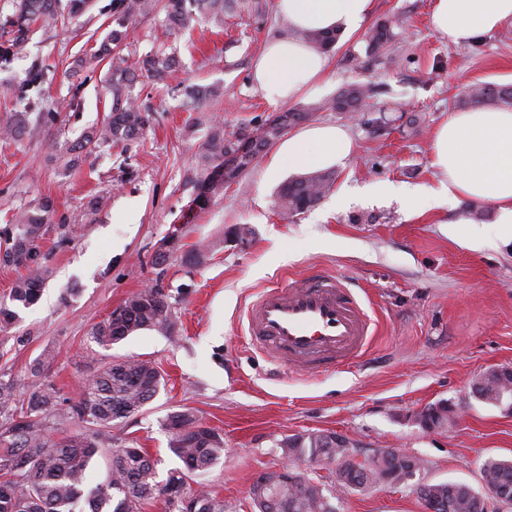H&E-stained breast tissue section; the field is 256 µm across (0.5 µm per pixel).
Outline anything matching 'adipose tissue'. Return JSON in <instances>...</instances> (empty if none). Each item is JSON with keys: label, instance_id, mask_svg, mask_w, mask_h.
I'll use <instances>...</instances> for the list:
<instances>
[{"label": "adipose tissue", "instance_id": "1", "mask_svg": "<svg viewBox=\"0 0 512 512\" xmlns=\"http://www.w3.org/2000/svg\"><path fill=\"white\" fill-rule=\"evenodd\" d=\"M287 18V33L268 39L254 59L251 82L269 102H293L319 90L330 55L309 43L311 31L351 34L372 13V0H275ZM435 31L449 43L471 44L512 28V0H435ZM353 153L347 131L320 124L289 136L277 148L268 172L301 167L324 169L345 162ZM431 164L445 177L441 192L424 194L427 207L465 198L495 201L498 237L512 243V107L489 106L449 113L433 139Z\"/></svg>", "mask_w": 512, "mask_h": 512}]
</instances>
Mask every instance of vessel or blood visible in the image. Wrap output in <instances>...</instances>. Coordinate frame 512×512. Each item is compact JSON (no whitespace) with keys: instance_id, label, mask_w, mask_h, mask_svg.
I'll list each match as a JSON object with an SVG mask.
<instances>
[{"instance_id":"1","label":"vessel or blood","mask_w":512,"mask_h":512,"mask_svg":"<svg viewBox=\"0 0 512 512\" xmlns=\"http://www.w3.org/2000/svg\"><path fill=\"white\" fill-rule=\"evenodd\" d=\"M251 345L280 367L309 372L359 357L374 324L345 280L318 271L262 290L246 311Z\"/></svg>"}]
</instances>
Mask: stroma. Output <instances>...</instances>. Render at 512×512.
<instances>
[{
    "label": "stroma",
    "mask_w": 512,
    "mask_h": 512,
    "mask_svg": "<svg viewBox=\"0 0 512 512\" xmlns=\"http://www.w3.org/2000/svg\"><path fill=\"white\" fill-rule=\"evenodd\" d=\"M115 0H92L89 11L64 26L34 29L25 51L0 69V122L12 88L34 69L46 81L39 103L57 122L20 139L0 136V230L22 209L51 199L53 212L40 243L52 270L40 299L20 310L16 327L0 333V374L17 380L18 396L52 385L60 399L75 400L78 387L102 366L127 359L154 362L166 386L142 410L117 421L112 444L100 449L87 471L90 485L106 483L112 451L145 449L157 460L158 477L180 468L164 427L174 411L191 410L224 437V458L194 475L193 487L224 500V512H254L249 487L257 474L287 464L280 443L298 433L345 436L359 458L399 449L423 459L421 483L461 482L482 491L481 466L512 459V411L470 393L483 372L512 368V244L497 238L494 202L452 200L441 208L415 209L413 190H437L441 174L431 165L437 126L457 110V94L473 82L512 83V30L486 36L480 47H453L432 26L433 0H374L372 19L398 17L403 38L389 53L364 66L363 32L343 36L317 99L332 97L354 81L385 82L387 109L405 104L417 121L399 117L378 130L339 112H319L317 124L346 128L354 153L336 168L333 189L313 208L281 214L269 177L272 153L212 196L194 201L189 178L211 127L253 126L277 112L249 80L264 41L279 34L282 19L236 16L218 26L207 20L173 35L164 15L133 21L127 52L143 56L159 46L174 50L177 77L142 76L129 88L148 108L143 136L96 149L71 165L68 146L102 122L111 107L106 66L68 73L107 32ZM220 87V97L190 106L185 84ZM103 197L98 211L91 198ZM77 227L62 241L60 221ZM237 224L251 227L246 245L227 242ZM485 245L469 249L473 228ZM181 250L165 264L153 255L169 233ZM205 250L202 264L183 259ZM322 270L344 278L359 293L376 327L367 351L348 366L320 373L280 369L249 345L244 310L278 282ZM171 295L178 329L139 331L108 347L89 330L145 286ZM74 289L65 297L66 289ZM53 360L41 377L30 373L43 351ZM453 404L448 424L428 429L416 416L438 402ZM303 470L325 485L337 512H422L412 486H379L366 492L341 488L326 462Z\"/></svg>",
    "instance_id": "1"
}]
</instances>
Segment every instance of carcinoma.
I'll list each match as a JSON object with an SVG mask.
<instances>
[{
	"label": "carcinoma",
	"mask_w": 512,
	"mask_h": 512,
	"mask_svg": "<svg viewBox=\"0 0 512 512\" xmlns=\"http://www.w3.org/2000/svg\"><path fill=\"white\" fill-rule=\"evenodd\" d=\"M90 0H16L13 13L0 22V64L9 63L21 54L38 24L51 29L74 19L90 9ZM165 13L171 30H183L200 13L216 23L224 17L261 18L270 8L269 0H117L109 24L110 30L90 57L72 61V71L80 73L89 64L108 65L107 83L112 106L107 119L87 129L72 146L74 160L105 145L132 141L142 135L148 123L146 110L132 104L126 94L129 84L144 72L163 80L178 72L172 54H149L134 61L121 54L129 24L156 9ZM402 25L393 17L376 21L364 35L365 57L379 59L400 40ZM306 39L317 48L329 52L337 44L339 34L310 32ZM45 73L37 70L27 83L13 92L11 114L0 133L19 138L36 124H51L57 116L52 112L30 117L41 97ZM384 85L372 81L353 82L336 95L307 105L282 111L274 121L252 127H241L235 138L224 128H214L202 144L193 183L201 191L214 182L238 180L249 170L258 156L285 135L284 127L310 120L321 111L358 113L367 125H377L385 117L381 108ZM457 103L463 108L491 104H512V85L484 82L473 84L463 92ZM238 155L234 166L224 165L228 154ZM336 174L317 170L290 178L277 192L282 213L295 216L315 206L334 186ZM52 206L45 200L22 211L17 224L3 231L5 249L0 259L26 269L9 293V301H0V332L16 326L19 308H28L38 301L42 287L50 276L49 267L40 261L39 242L47 232L46 224ZM177 320L169 295L156 285L132 295L122 307L93 326L89 336L96 344L107 347L142 330L172 334ZM487 384L472 391L484 403L512 409V389L486 372ZM164 383L158 366L150 360L129 359L108 363L85 379L78 396L69 407L58 402L53 387L38 386L23 404L17 399V383L0 378V512H76L78 505H92L91 512H143L145 506L161 503L163 512H224V500L189 483L191 476L216 466L224 457V438L215 429L203 425L190 411H175L165 423L170 435V450L184 468L157 480L156 465L142 448L112 450V473L105 484L87 485L86 470L91 457L103 444L112 442V423L140 412L160 391ZM75 415L88 424L81 431L57 441L45 437L46 419ZM454 409L439 405L428 414L417 417L426 428H439L448 423ZM282 447L288 456L309 461L336 462L347 473L342 486L366 491L377 485H397L416 475L423 468L422 460L395 449H386L366 465L354 467L345 456V449L330 445L320 433L294 434ZM482 479L488 488H512V461L489 458L481 467ZM426 492L435 499H447L446 512H473L475 491L467 484H455L454 491L446 483H427ZM288 503V512H336L324 501L320 480L303 474L293 484L274 483L257 487L250 498L257 512H268L270 497Z\"/></svg>",
	"instance_id": "carcinoma-1"
}]
</instances>
